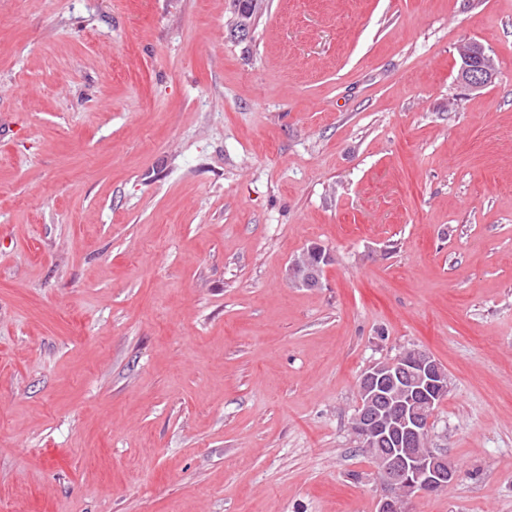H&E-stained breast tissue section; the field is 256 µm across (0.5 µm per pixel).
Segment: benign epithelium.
I'll list each match as a JSON object with an SVG mask.
<instances>
[{"instance_id":"7a95c632","label":"benign epithelium","mask_w":512,"mask_h":512,"mask_svg":"<svg viewBox=\"0 0 512 512\" xmlns=\"http://www.w3.org/2000/svg\"><path fill=\"white\" fill-rule=\"evenodd\" d=\"M497 68L483 47L469 46L461 52L459 81L471 90H481L493 81ZM314 256L310 265L302 258L288 267L290 278L300 285L317 286L321 272L329 264L330 254L321 247L309 248ZM402 380L410 385L409 397L394 422L378 419L370 404L386 400L387 381ZM448 391L444 368L428 353L410 349L392 362L369 366L358 383L359 404L351 423L358 447L371 450L375 441L385 438L391 447L381 449L380 498L377 512H409L411 499L420 493L447 489L458 477L456 466L447 455L432 449L416 448L429 432L430 408L434 399Z\"/></svg>"}]
</instances>
